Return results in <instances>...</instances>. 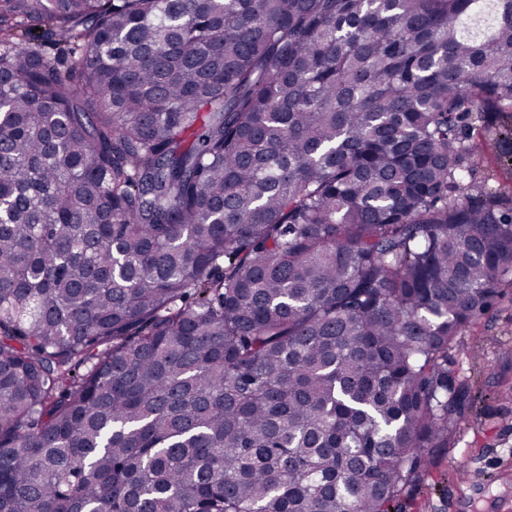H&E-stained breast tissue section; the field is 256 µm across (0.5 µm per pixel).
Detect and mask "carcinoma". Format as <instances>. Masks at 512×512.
Masks as SVG:
<instances>
[{
	"label": "carcinoma",
	"instance_id": "1",
	"mask_svg": "<svg viewBox=\"0 0 512 512\" xmlns=\"http://www.w3.org/2000/svg\"><path fill=\"white\" fill-rule=\"evenodd\" d=\"M506 115L512 0H0V512H391L512 287ZM486 160L476 167L474 180L493 188L511 184L512 144L507 146L489 139L483 145Z\"/></svg>",
	"mask_w": 512,
	"mask_h": 512
}]
</instances>
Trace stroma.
Returning <instances> with one entry per match:
<instances>
[{"instance_id": "stroma-1", "label": "stroma", "mask_w": 512, "mask_h": 512, "mask_svg": "<svg viewBox=\"0 0 512 512\" xmlns=\"http://www.w3.org/2000/svg\"><path fill=\"white\" fill-rule=\"evenodd\" d=\"M479 184L512 183V144L485 141ZM448 365L472 385L473 407L453 447L405 492L395 512H512V299L464 329Z\"/></svg>"}]
</instances>
